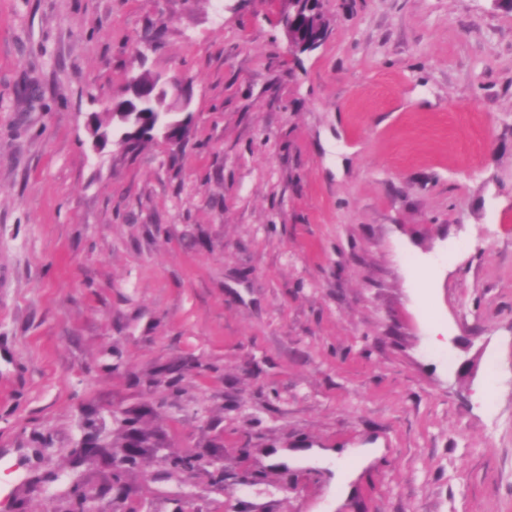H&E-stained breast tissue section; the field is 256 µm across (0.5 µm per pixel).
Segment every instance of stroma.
Listing matches in <instances>:
<instances>
[{
    "instance_id": "obj_1",
    "label": "stroma",
    "mask_w": 512,
    "mask_h": 512,
    "mask_svg": "<svg viewBox=\"0 0 512 512\" xmlns=\"http://www.w3.org/2000/svg\"><path fill=\"white\" fill-rule=\"evenodd\" d=\"M281 9L0 0V512L76 478L328 512L332 471L271 453L378 441L337 512H512V10L325 0L296 52ZM143 71L188 87L183 150L112 134ZM292 1H294V0H289V1L287 0L286 2H287V4H289ZM305 5H306V2H304L302 9L297 12V18H298L297 31L301 32L302 38H305L306 36H313L316 33H318L319 31L320 32L323 31L326 34V26L322 24L324 22V19L322 17H317V16H313V15H311V16L305 15L303 12L305 9ZM289 9L291 10V12L294 11V8L292 7L291 4H289ZM289 9L287 8L283 12L282 19H281V25H282L283 31L285 33L287 40L289 39V42H288L289 48L294 51H307V50H312V49L316 48L319 45V43L322 41V39L318 35H315L314 37H312L308 40L298 42V43L293 41L294 36H295L294 17L289 12ZM319 27H321L322 29L319 30Z\"/></svg>"
}]
</instances>
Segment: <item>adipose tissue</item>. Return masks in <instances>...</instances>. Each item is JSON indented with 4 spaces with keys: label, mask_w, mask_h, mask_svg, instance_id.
Returning a JSON list of instances; mask_svg holds the SVG:
<instances>
[{
    "label": "adipose tissue",
    "mask_w": 512,
    "mask_h": 512,
    "mask_svg": "<svg viewBox=\"0 0 512 512\" xmlns=\"http://www.w3.org/2000/svg\"><path fill=\"white\" fill-rule=\"evenodd\" d=\"M384 447L382 443H375L367 447L346 448L341 452L332 454L322 448H308L291 452L277 451L275 461L304 463L314 462L329 457L336 460V497L346 498L353 490V484L362 471L382 456Z\"/></svg>",
    "instance_id": "ef3b65f1"
}]
</instances>
